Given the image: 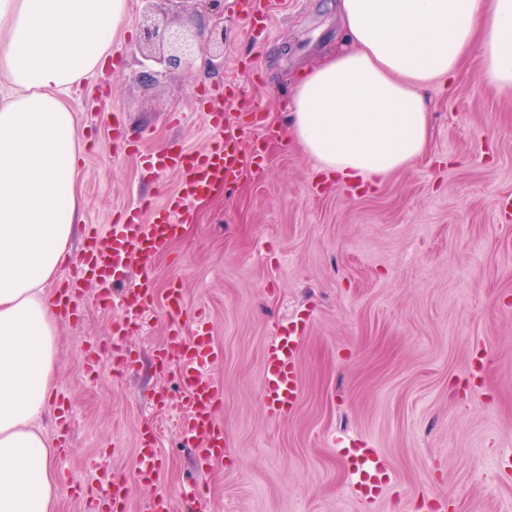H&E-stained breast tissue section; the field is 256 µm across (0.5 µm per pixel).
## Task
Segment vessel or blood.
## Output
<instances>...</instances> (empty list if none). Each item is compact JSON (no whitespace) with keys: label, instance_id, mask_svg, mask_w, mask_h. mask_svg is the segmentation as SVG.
I'll return each instance as SVG.
<instances>
[{"label":"vessel or blood","instance_id":"1","mask_svg":"<svg viewBox=\"0 0 512 512\" xmlns=\"http://www.w3.org/2000/svg\"><path fill=\"white\" fill-rule=\"evenodd\" d=\"M206 117L218 133L209 148L189 151L177 145L148 156L149 165L178 173V192L152 221L144 223L133 215L113 222L106 233L90 237L76 274L55 292L58 316L67 320L79 315L85 286L89 283L97 286L100 300H110L115 282L127 280L133 267L147 268L153 257L168 247L178 225L188 218L192 200L210 193L215 186L227 185L236 179L246 160L238 130L243 126L259 125L260 114L249 106L244 113L228 120L221 103L217 102L210 107ZM134 302L136 309L141 311L160 304L167 309L171 336L158 357L180 367L187 410L180 422V433L184 440L193 443L199 467H206L222 458L225 451L224 428L217 421L223 386L210 372L219 353L209 335L207 317L201 311L194 315L196 334L187 341L181 335L184 305L179 289H170L166 298H158L151 279L145 277L138 284ZM302 335V327L295 324L273 336L266 346L264 399L271 414L291 411L301 398L297 352ZM139 455L141 475L158 488L149 503V512H172L173 498L161 489L165 468L154 437L142 439ZM350 458L357 476V494L364 499L377 495L389 480L383 457L375 449L355 447ZM93 467L103 473L97 484L71 479L67 485L83 500L86 512H114L117 504L125 500V482L106 474L103 462H94Z\"/></svg>","mask_w":512,"mask_h":512}]
</instances>
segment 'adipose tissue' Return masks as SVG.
<instances>
[{
  "instance_id": "obj_1",
  "label": "adipose tissue",
  "mask_w": 512,
  "mask_h": 512,
  "mask_svg": "<svg viewBox=\"0 0 512 512\" xmlns=\"http://www.w3.org/2000/svg\"><path fill=\"white\" fill-rule=\"evenodd\" d=\"M343 44L299 73L295 143L329 178L379 185L428 153L429 87L476 61L512 89V0H336ZM127 0H0V512H53L41 421L58 319L47 287L81 220L72 102L110 57Z\"/></svg>"
}]
</instances>
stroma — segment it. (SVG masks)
Returning <instances> with one entry per match:
<instances>
[{
	"instance_id": "obj_1",
	"label": "stroma",
	"mask_w": 512,
	"mask_h": 512,
	"mask_svg": "<svg viewBox=\"0 0 512 512\" xmlns=\"http://www.w3.org/2000/svg\"><path fill=\"white\" fill-rule=\"evenodd\" d=\"M112 40L118 59L73 107L83 143L82 222L69 245L83 250L89 225L129 210L150 220L178 176L149 167L147 151H198L213 133L207 103L260 105L261 168L194 201L148 271L157 294L179 285L188 311L204 310L224 387L217 411L225 456L198 468L181 443L185 412L175 365L160 362L168 338L163 307L131 324L120 345L134 360L103 353L87 373L85 348L107 344L129 283L111 305L88 307L60 326L55 392L67 397V455L55 471L93 481L104 457L127 485L125 512H146L156 489L137 476L138 438L153 428L176 493L199 482L207 512H512V91L483 82L469 65L429 90V155L384 183L354 191L318 187L314 163L295 143L284 107L290 80L336 45V0H264L266 31L253 35L240 0H224V68L173 73L154 86L132 79L143 37L140 0ZM121 121L133 141L114 146ZM306 317L298 355L301 400L271 416L264 405L269 340ZM487 357L482 378L471 362ZM375 448L390 482L368 502L354 491L345 452Z\"/></svg>"
}]
</instances>
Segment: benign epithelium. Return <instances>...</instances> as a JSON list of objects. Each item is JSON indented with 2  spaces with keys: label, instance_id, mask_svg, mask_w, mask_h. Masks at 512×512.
I'll list each match as a JSON object with an SVG mask.
<instances>
[{
  "label": "benign epithelium",
  "instance_id": "benign-epithelium-1",
  "mask_svg": "<svg viewBox=\"0 0 512 512\" xmlns=\"http://www.w3.org/2000/svg\"><path fill=\"white\" fill-rule=\"evenodd\" d=\"M145 28L134 54L135 80L152 86L160 78L200 63L224 67V50L214 39L224 35V0H142Z\"/></svg>",
  "mask_w": 512,
  "mask_h": 512
}]
</instances>
